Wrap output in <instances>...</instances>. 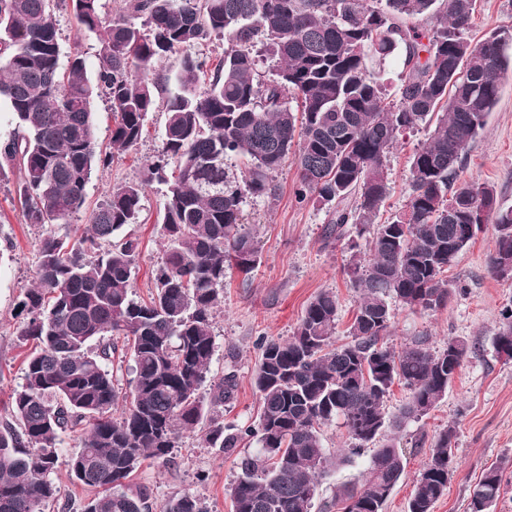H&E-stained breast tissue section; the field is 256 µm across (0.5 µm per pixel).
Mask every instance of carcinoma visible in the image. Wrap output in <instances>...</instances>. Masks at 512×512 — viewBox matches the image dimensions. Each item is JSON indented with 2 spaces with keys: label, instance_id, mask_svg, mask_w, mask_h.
<instances>
[{
  "label": "carcinoma",
  "instance_id": "cac0c4a2",
  "mask_svg": "<svg viewBox=\"0 0 512 512\" xmlns=\"http://www.w3.org/2000/svg\"><path fill=\"white\" fill-rule=\"evenodd\" d=\"M476 0H126L125 12L102 16L100 0H71L79 30L96 36L99 66L88 72L79 47L60 63L57 0H0V103L17 118L0 141V159L20 172L15 195L25 223L41 231L37 279L22 289L25 318L18 337L37 349L11 397L12 421L0 426V512H45L60 489L49 479L61 434L83 431L68 461L91 497L81 512H208L184 491L155 503L147 487L127 482L147 459L167 462L183 432L227 455L254 439L256 454L238 458L228 490L233 512H311L318 479L336 464L372 449L368 476L342 486L336 512H385L405 471L399 438L409 422L437 407L470 347L451 338L440 350L416 336L397 351L384 342L389 300L442 310L455 294L446 276L458 253L493 223L491 272L504 278L512 257V208L493 188L458 180L459 164L499 100L512 31L477 45L466 33ZM422 19L429 29L405 24ZM225 39L211 67L193 49ZM399 52L398 99L388 101L370 70ZM173 77L156 65L173 55ZM275 62L272 79L260 58ZM176 85V92L169 84ZM296 108L288 106V98ZM113 112L109 143H98L93 103ZM164 108L161 149L140 182H118L88 216L82 233L59 237L81 211L95 169L141 139L146 118ZM433 127L410 157V194L403 214L378 217L389 194L387 160L400 137ZM297 168L295 199L328 207L325 238L352 227L348 267L358 305L351 341L335 344L336 295L324 290L307 305L291 337L264 339L253 373L260 397L255 422L224 421L236 375L207 381L216 343L213 319L224 304V277L251 273L262 243L247 223V199L277 196L274 173L288 157ZM244 158L239 174L227 161ZM178 170L163 206L164 258L148 299L133 289L137 243L115 240L142 211L144 186ZM512 359V310L496 336ZM133 361L130 406L119 399L107 364ZM409 390L387 416L392 387ZM342 421L350 443L331 458L321 428ZM390 429V436L384 430ZM456 426L431 442L407 512H432L456 472ZM506 479L487 468L470 495L469 512H494Z\"/></svg>",
  "mask_w": 512,
  "mask_h": 512
}]
</instances>
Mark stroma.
<instances>
[{
    "label": "stroma",
    "instance_id": "35a3bbf8",
    "mask_svg": "<svg viewBox=\"0 0 512 512\" xmlns=\"http://www.w3.org/2000/svg\"><path fill=\"white\" fill-rule=\"evenodd\" d=\"M56 16L62 52L80 47L88 72H96L95 36L79 33L66 2L59 6ZM510 28L512 0H477L468 33L471 43ZM164 122V112L150 114L138 144L122 153L110 169L93 172L86 186L84 209L72 216V223L85 224L109 183L142 177L161 145ZM429 134V128L419 127L400 139L389 155L390 193L380 220L404 211L411 181L409 160ZM459 177L492 186L498 205L512 208V68L502 79L496 108L488 114L484 128L463 158ZM18 179V169L0 170V425L11 418L9 402L23 382L24 359L29 352L17 336L21 321L18 296L37 273L38 231L22 221L14 198ZM296 179L293 164H285L275 175L279 192L274 202L247 201V221L257 226L262 240L261 259L251 275L231 269L224 279V307L213 320L216 351L210 374L218 378L232 370L237 375L235 397L224 406V417L229 421H252L259 410L252 383L259 357L258 339L292 336L307 304L318 292L335 293L336 341L343 344L348 340L347 328L358 295L350 285L346 267L356 234L351 231L341 240L325 242L326 210L312 199L296 202ZM166 190V185L151 182L145 190L138 223L123 229L139 243L133 286L140 297L147 296L152 288V271L164 252L161 224ZM494 250V227L487 224L448 268V278L458 285L459 292L445 309H411L395 299L389 302L392 327L386 338L388 345L401 349L413 337L426 335L433 347H445L448 339L457 338L465 340L470 351L446 397L427 416L404 430L400 446L406 457L405 472L386 512H406L413 482L427 459L428 446L448 424H455L457 430V471L433 512H468L470 493L483 471L497 464L512 465V359L500 356L494 347L502 313L512 306V280H501L492 274L489 257ZM79 445V434L62 435L58 462L50 474L60 496L49 503L46 512H66L67 503H81L87 496L66 465ZM367 467L368 458L363 455L330 469L317 488L312 512H329L337 488L362 483ZM237 475L235 457L225 455L219 448L201 447L192 433L185 432L170 463L146 461L131 483L148 486L159 502L190 491L202 499L208 512H231L227 489Z\"/></svg>",
    "mask_w": 512,
    "mask_h": 512
}]
</instances>
